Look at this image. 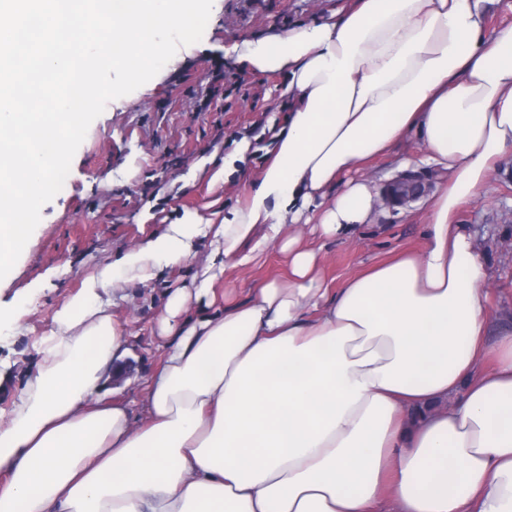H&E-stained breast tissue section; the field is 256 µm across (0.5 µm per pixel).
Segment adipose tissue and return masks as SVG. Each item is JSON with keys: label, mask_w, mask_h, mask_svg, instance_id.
Listing matches in <instances>:
<instances>
[{"label": "adipose tissue", "mask_w": 512, "mask_h": 512, "mask_svg": "<svg viewBox=\"0 0 512 512\" xmlns=\"http://www.w3.org/2000/svg\"><path fill=\"white\" fill-rule=\"evenodd\" d=\"M482 2L345 0L245 46L288 77L265 166L223 217L186 213L57 311L0 419V512H512V330L457 221L512 157V26L487 34ZM410 137L441 176L421 248L331 286L301 227L372 223L376 185L348 173ZM202 225L219 263L170 296L133 426L97 397L125 343L101 293L180 263ZM273 243L287 279L217 299V273Z\"/></svg>", "instance_id": "obj_1"}]
</instances>
